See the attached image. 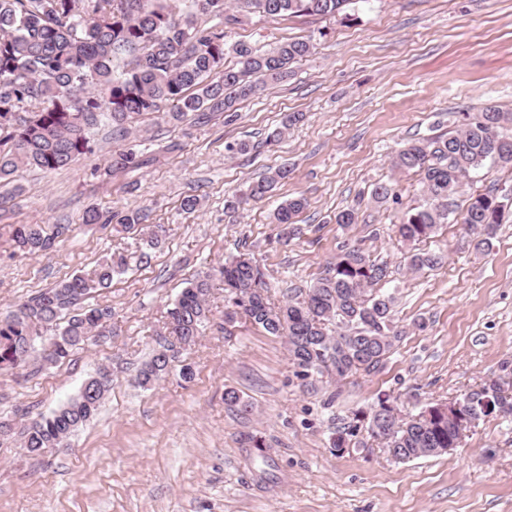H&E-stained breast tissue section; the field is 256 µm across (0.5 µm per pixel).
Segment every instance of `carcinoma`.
Returning <instances> with one entry per match:
<instances>
[{
  "label": "carcinoma",
  "instance_id": "cac0c4a2",
  "mask_svg": "<svg viewBox=\"0 0 512 512\" xmlns=\"http://www.w3.org/2000/svg\"><path fill=\"white\" fill-rule=\"evenodd\" d=\"M350 0H190L177 13L169 0H0V182L22 167L46 171L68 166L91 151L86 130L106 117L127 134L147 112H172L178 120L190 112H230L237 101L254 96L265 81L286 75L288 64L308 56L307 40L283 42L268 50L239 41H224V29L239 22L238 8L264 17L285 13L335 16ZM201 11L223 21L221 28L197 26ZM238 67L224 70L219 80L211 73L225 51ZM512 113L488 107L454 132L437 138H418L392 157V168L415 170L422 176L424 203L403 215L395 225L398 237L415 245L448 223L457 207L464 180L491 163L512 168ZM291 170L281 166L249 184L246 192L225 200L237 212L266 198ZM308 206L303 196L282 202L273 214L280 236L298 232L297 218ZM504 204L494 194L470 200L464 224L476 250L492 246L502 222ZM67 227L49 234L41 224H19L16 248L26 255H46ZM443 256L413 252L409 268L419 271L440 265ZM124 259L107 258L94 269L60 281L54 288L21 304L0 320V369L24 364L35 352L42 330L60 313L98 288L111 284ZM224 284V323L245 320L269 335L283 337L296 374L307 378L328 372L343 380L359 371H375L399 341L394 322V296L377 285L387 281L386 263L372 260L359 246L336 256L327 274L306 292L277 305L268 295L265 273L249 254L226 261L219 270ZM212 275L189 282L167 310L165 331L191 344L210 322L208 298ZM112 308L96 306L70 317L40 351L41 361L56 363L86 345L106 329ZM163 345L142 365L138 379L151 385L171 369ZM112 382L102 389L79 391L76 397L47 416L23 427V448L41 455L57 448L93 418ZM488 398L493 410L484 411ZM454 418L434 404L417 414L380 400L360 411L336 430L332 450L344 453L364 445L363 436L380 440L398 462L439 456L460 443L456 420L478 421L492 414L512 415V396L502 384L487 381L456 400Z\"/></svg>",
  "mask_w": 512,
  "mask_h": 512
}]
</instances>
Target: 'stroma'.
<instances>
[{"mask_svg":"<svg viewBox=\"0 0 512 512\" xmlns=\"http://www.w3.org/2000/svg\"><path fill=\"white\" fill-rule=\"evenodd\" d=\"M348 12L252 15L229 28V44H314L287 78L238 102L234 118L149 113L124 137L106 122L91 136L92 153L70 166L24 168L0 184V319L105 257L128 262L83 302L111 307L109 336L52 365L34 355L0 370V422L14 426L0 434V512H512L511 420L483 418L448 454L405 463L373 440L341 454L330 444L378 398H399L414 413L512 367V205L487 252H475L463 229L471 199L493 190L512 201V169L471 173L456 212L419 245L442 254V264L413 272L393 226L422 204L421 176L390 166L410 139L447 134L489 106L512 112V0H353ZM293 112L304 120L285 126ZM280 127L281 140L267 144ZM243 142L248 151H239ZM130 150L149 165L108 171ZM282 165L292 174L271 198L226 209L228 196ZM381 183L393 185L397 201H372ZM188 196L199 201L191 213L181 208ZM296 196L308 207L287 242L270 215ZM352 205L357 224H337ZM90 209L148 212L161 239L150 263L139 261L146 230L84 223ZM19 224L69 230L48 255L23 256L13 242ZM353 245L387 263L403 332L376 372L296 377L283 338L244 321L225 325L217 288L204 334L177 359L192 365L193 379L174 371L139 385L169 303L198 273L252 253L281 301ZM102 365L114 375L97 415L65 447L26 453L23 425L75 397ZM229 390L238 405L225 403Z\"/></svg>","mask_w":512,"mask_h":512,"instance_id":"stroma-1","label":"stroma"}]
</instances>
